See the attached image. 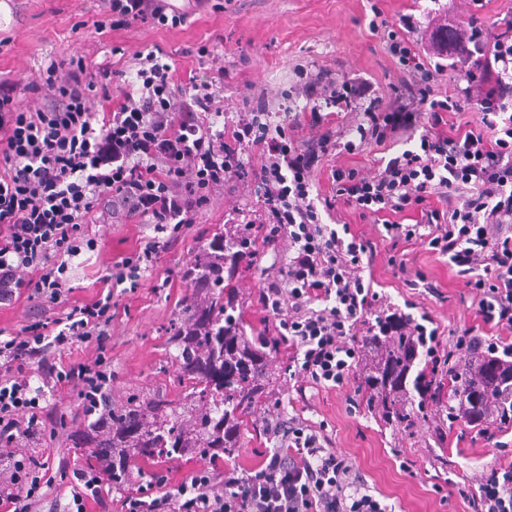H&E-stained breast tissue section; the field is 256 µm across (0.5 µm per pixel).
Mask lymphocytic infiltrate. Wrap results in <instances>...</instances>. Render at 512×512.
Returning <instances> with one entry per match:
<instances>
[{
  "label": "lymphocytic infiltrate",
  "instance_id": "f902f5d3",
  "mask_svg": "<svg viewBox=\"0 0 512 512\" xmlns=\"http://www.w3.org/2000/svg\"><path fill=\"white\" fill-rule=\"evenodd\" d=\"M102 2L103 17L94 23L100 32L138 21L176 28L188 17L169 0ZM372 13L369 29L386 31V51L400 73L392 97L321 70L294 89L310 110L284 125L271 124L259 107L211 132L204 119L216 108L223 73L179 82L159 49L140 58L138 87L97 127L91 97L110 99L112 68L90 72L79 56L50 63L25 86L42 101L36 109L18 99L16 83L0 80V160L7 167L0 173V304L27 290L57 310L53 322L0 340V447L43 437L54 419L40 402L62 386L77 387L79 413L91 429L109 427L107 361L98 355L67 363L57 353L105 343L112 289L138 288L144 263L163 247L148 241L113 264L95 301L70 305L63 299L68 260L80 252L86 226L146 220L161 232L192 224L220 189L257 186L259 206L247 221L261 226L264 245L283 248L286 261L259 302L293 351L297 391L346 386L364 337L377 334L382 318L429 337L439 376L463 353L512 358V24L492 33L472 16L424 49L414 38V14L388 21L380 7ZM449 54L457 56L463 82L444 90L443 71L430 58ZM358 103L360 116L334 123L330 108ZM470 105L475 120L454 123ZM369 144L384 152L374 172L336 166L332 197L315 194L313 174L329 156L355 155ZM254 150L262 158L257 169L245 160ZM339 202L381 223L392 245L418 243L447 258L465 279L478 325L447 349L429 313L416 318L384 302L370 276L374 243L351 224L323 220ZM264 424L272 447L254 475L202 467L173 486L159 463L149 484L123 498L121 512H386L355 461L336 454L320 427L275 413ZM119 464L115 458L78 470L62 512H86L87 500H103ZM51 486L38 466L0 450V512H36ZM467 500L472 512H512V462L486 466Z\"/></svg>",
  "mask_w": 512,
  "mask_h": 512
}]
</instances>
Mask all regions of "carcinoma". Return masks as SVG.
<instances>
[{"label": "carcinoma", "instance_id": "obj_1", "mask_svg": "<svg viewBox=\"0 0 512 512\" xmlns=\"http://www.w3.org/2000/svg\"><path fill=\"white\" fill-rule=\"evenodd\" d=\"M224 256L206 255L194 262L197 276H207L216 267L224 276L212 279L215 295L192 305L205 318L193 336L175 330L172 341L178 346L179 373L191 380L192 396L201 411L188 426L178 423L177 406L158 400L143 408L133 403L112 412V437L85 446L92 460L104 448H121L124 467L112 472V486H123L137 462L158 456H183L195 449L212 462L235 458L243 431L253 424L252 416L274 394L268 366L279 342L270 336H244V319L239 307L224 297V291L238 272L237 253L250 246V237L237 232L222 233ZM421 336H367L365 351L369 363L360 370L358 395L368 408L377 411L386 425L411 428L420 410L429 402L423 384L433 374V363L421 347ZM512 380V363L480 360L474 373L459 377L448 375L442 395L448 400L469 397L485 409L498 402L500 386ZM420 401L413 408L410 390Z\"/></svg>", "mask_w": 512, "mask_h": 512}]
</instances>
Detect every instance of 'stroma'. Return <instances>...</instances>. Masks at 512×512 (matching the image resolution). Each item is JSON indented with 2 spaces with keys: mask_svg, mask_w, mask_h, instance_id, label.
I'll use <instances>...</instances> for the list:
<instances>
[{
  "mask_svg": "<svg viewBox=\"0 0 512 512\" xmlns=\"http://www.w3.org/2000/svg\"><path fill=\"white\" fill-rule=\"evenodd\" d=\"M375 1L390 18L412 6L421 25L419 35L427 43L442 19L464 12L475 14L493 31L512 22V0H482L478 6L471 0H223L222 11L193 12L187 24L176 29L137 23L127 30L100 34L93 27L100 0H5L10 13L0 16V74L26 81L50 60L79 52L92 68L122 69L116 82L126 86L137 81L129 56L157 46L173 57L183 79L198 70L196 49L208 42L216 45L219 63L228 72L220 91L224 114L215 118L214 130L222 129L226 115L241 108L246 96L258 93L265 94L271 111L281 120L286 111L308 108L303 98H283L300 69L313 74L327 68L346 78H365L379 95L391 96L399 73L383 41L368 27ZM116 46L123 48L125 60L113 55ZM235 206L257 208L254 189L214 193L197 222L177 230L158 234L149 224L107 225L97 246L83 248L71 260L66 299L69 304L82 305L97 299L100 278L112 262L155 236L170 243L145 272L139 288L115 296L117 308L107 352L113 407L125 406L134 398L146 402L164 397L184 403L185 385L175 362L179 348L171 336L174 326L192 313L182 298L193 288L182 281L181 271L186 263L203 256L213 235L223 231L225 212ZM340 213L374 240V277L387 299L398 305L412 302L416 312L431 314L444 329L447 345L464 328L477 325L465 280L449 267L447 259L418 244L406 247L408 266L436 281L439 290L432 295L410 287L389 265L390 245L380 240L376 227L353 209L344 207ZM275 258L272 248H261L256 263L240 268L233 280L242 297L247 335L266 329L258 292ZM53 314L52 308L37 309L22 296L0 306V330L14 336ZM271 359L276 397L267 403V410L323 426L333 448L355 460L371 494L388 512H471L458 486L476 478L495 458L512 460V430L488 436L484 426L450 420L444 403L428 404L413 428L386 425L366 407L350 411L355 384L340 390L315 386L300 394L289 378L287 348L272 353ZM46 403L59 423L46 434L43 447L19 439L13 442L12 451L47 462L55 477L87 468L88 460L73 442L79 431L72 422L79 403L76 389L58 388ZM409 462L414 465L410 471L405 468Z\"/></svg>",
  "mask_w": 512,
  "mask_h": 512,
  "instance_id": "1",
  "label": "stroma"
}]
</instances>
